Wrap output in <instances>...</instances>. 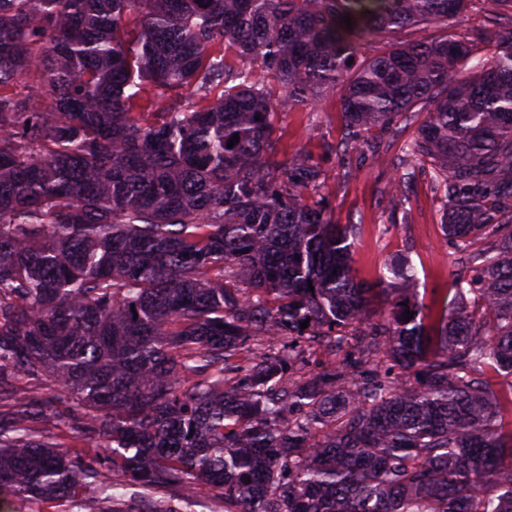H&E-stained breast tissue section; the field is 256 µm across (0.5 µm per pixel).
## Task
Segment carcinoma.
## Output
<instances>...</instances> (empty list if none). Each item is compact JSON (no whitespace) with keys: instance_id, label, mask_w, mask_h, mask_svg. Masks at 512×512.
I'll return each instance as SVG.
<instances>
[{"instance_id":"carcinoma-1","label":"carcinoma","mask_w":512,"mask_h":512,"mask_svg":"<svg viewBox=\"0 0 512 512\" xmlns=\"http://www.w3.org/2000/svg\"><path fill=\"white\" fill-rule=\"evenodd\" d=\"M471 2L0 0L1 486L66 512H193L201 484L217 512H512V0L460 41ZM224 40L283 106L339 89L338 152L419 123L377 161L434 174L456 306L425 323L408 264L358 278L350 229L302 200L320 171L273 158L255 70L207 53ZM29 77L40 97L6 92ZM350 342L360 363L289 376ZM64 425L99 466L55 450Z\"/></svg>"}]
</instances>
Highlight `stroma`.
Segmentation results:
<instances>
[{
  "instance_id": "obj_1",
  "label": "stroma",
  "mask_w": 512,
  "mask_h": 512,
  "mask_svg": "<svg viewBox=\"0 0 512 512\" xmlns=\"http://www.w3.org/2000/svg\"><path fill=\"white\" fill-rule=\"evenodd\" d=\"M261 81L275 110L271 116L272 147L278 159L307 153L322 173L320 193L304 192L306 203L325 197L339 224L353 230V266L359 277L374 280L384 262L408 259L416 276L409 281L419 300L430 303L438 289L449 287L453 252L441 229V203L428 169L416 168L405 198L393 195L395 173L372 159L373 152L396 154L406 138L395 129H372L365 143L345 157L327 146L341 137L338 93H323L316 105L280 109L283 90L268 72Z\"/></svg>"
}]
</instances>
